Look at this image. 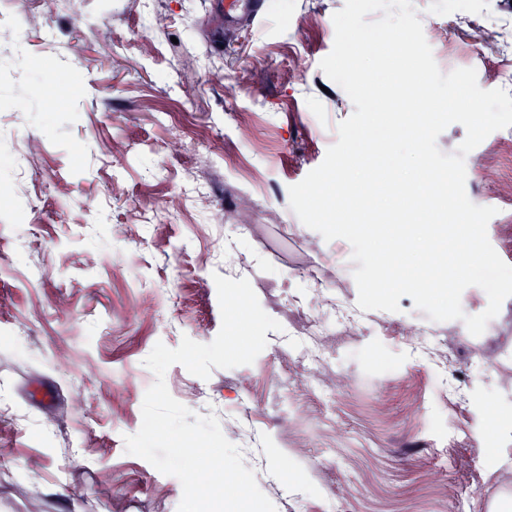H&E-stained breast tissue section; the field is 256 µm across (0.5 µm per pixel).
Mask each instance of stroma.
<instances>
[{"instance_id": "obj_1", "label": "stroma", "mask_w": 512, "mask_h": 512, "mask_svg": "<svg viewBox=\"0 0 512 512\" xmlns=\"http://www.w3.org/2000/svg\"><path fill=\"white\" fill-rule=\"evenodd\" d=\"M344 3L268 0L216 48L211 0H75L46 27L44 0H0V512H177L179 479L124 438L142 423L155 344L218 334L213 276L229 246L233 279L266 313L284 283L320 318L321 370L302 371L301 343L270 331L252 364L206 380L174 364L165 383L227 439L233 421L252 427L261 446L244 465L276 512H488L512 486L487 436L492 411L512 416L497 378L512 365V297L477 337L459 320L426 324L407 296L337 335V309L359 310L352 247L289 206L354 110L320 68ZM413 4L436 56L481 26L466 65L512 95L496 39L512 0ZM48 73L54 99L33 93ZM209 156L206 174L196 161ZM465 166L512 265V127ZM202 175L209 201L173 209Z\"/></svg>"}]
</instances>
